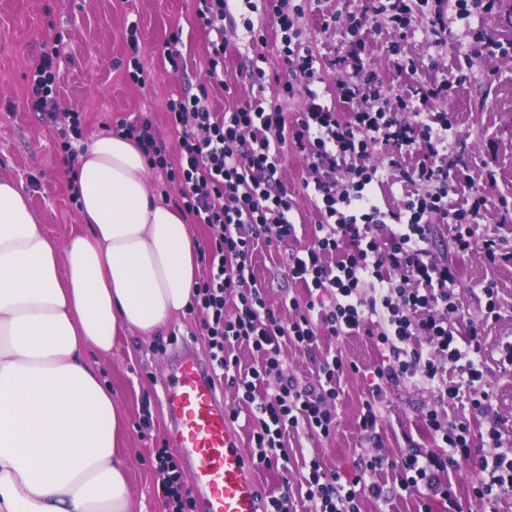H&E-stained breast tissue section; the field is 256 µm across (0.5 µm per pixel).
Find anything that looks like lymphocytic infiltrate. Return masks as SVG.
I'll list each match as a JSON object with an SVG mask.
<instances>
[{
    "label": "lymphocytic infiltrate",
    "mask_w": 512,
    "mask_h": 512,
    "mask_svg": "<svg viewBox=\"0 0 512 512\" xmlns=\"http://www.w3.org/2000/svg\"><path fill=\"white\" fill-rule=\"evenodd\" d=\"M196 21L214 31L209 68L224 63V25L232 21L227 0H197ZM288 0H266L287 55L306 78L298 85H282L288 96H301L306 108L287 120L279 108L247 102L231 112H211L208 92L169 98L167 112L178 137L180 158L170 162L161 146L152 119L139 115L121 121L118 134L139 142L151 169L162 173L176 188L181 209L194 223L214 230L200 250L205 274L196 284L192 307L202 316L201 331L208 340L210 359L240 400L230 409V420L248 411L255 428L250 437L249 460L255 470H271L288 461V432L305 433L325 441L336 429L339 373L358 372L356 363L341 356L324 360L311 381L286 373L284 344L311 349L321 334L338 338L364 336L377 348L378 363L364 373L368 397L357 426L365 443L379 445L378 432L386 391L403 383L433 394L435 404L425 415V431L432 448L412 442L399 459L361 455L348 477L325 469L311 459L302 480L307 512H361L363 500L385 506L390 498L383 485L371 481L373 472L394 471L399 488L415 495L421 512H432L434 503L447 504L448 512H463L449 479L450 470L469 465L478 472L471 498L477 512H497L499 499L512 493V455L500 453L502 433L490 418L492 397L485 389L487 372L481 335L498 314L493 286H485L487 303L480 315L468 318L458 329L450 316L458 306L450 289L456 281L447 261L431 250L435 222L453 225L458 251L480 250L489 264L512 261L494 238L479 239L472 224L485 199L474 195L469 207L452 209L448 195L457 174L448 163V117L425 120L412 111V97L426 100L445 93L446 84L426 83L414 90L384 88L365 70L360 56L365 43L359 36L362 23L351 20L349 48L342 63L350 68L349 80L336 92L344 103L365 99L377 109L349 113L339 119L316 90L314 58L298 39ZM415 16L410 0H381L380 13L395 28L421 22L431 32L448 33L444 4ZM56 57L42 53L29 65V93L35 111L45 113L64 153L78 155L81 119L71 113L58 119ZM411 111L410 122L397 120L400 111ZM292 144L314 172V198L320 221L313 228L311 246L289 253L283 269L289 279L309 290L306 300L291 299L292 315L282 318L271 308L259 288L253 256L259 246L276 247L295 234V201L277 176L283 144ZM396 153L418 155L419 161L401 170L402 182L414 186L402 207L383 211L374 188L385 171L368 164L373 145ZM344 183H337V176ZM243 343L255 352L257 367L241 373L230 347ZM472 393L471 408L487 416L486 437L498 453L493 459L473 458L470 430L465 422L449 416L448 403L461 390ZM154 471L163 493V512H190L193 500L183 471L171 452H156Z\"/></svg>",
    "instance_id": "lymphocytic-infiltrate-1"
}]
</instances>
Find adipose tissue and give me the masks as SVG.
I'll return each instance as SVG.
<instances>
[{"label":"adipose tissue","instance_id":"adipose-tissue-1","mask_svg":"<svg viewBox=\"0 0 512 512\" xmlns=\"http://www.w3.org/2000/svg\"><path fill=\"white\" fill-rule=\"evenodd\" d=\"M82 231L51 239L0 176V512H132L124 419L87 360L188 309L198 242L138 144L79 155Z\"/></svg>","mask_w":512,"mask_h":512}]
</instances>
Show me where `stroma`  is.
Returning a JSON list of instances; mask_svg holds the SVG:
<instances>
[{
	"label": "stroma",
	"instance_id": "1",
	"mask_svg": "<svg viewBox=\"0 0 512 512\" xmlns=\"http://www.w3.org/2000/svg\"><path fill=\"white\" fill-rule=\"evenodd\" d=\"M302 8L295 18L302 41L314 57L320 78L317 89L335 101L336 86L346 72L337 63L345 52L350 34L346 27L324 30L322 17L338 11L344 20L367 18L360 32L365 43L364 67L387 87L407 88L418 82H447L444 96L429 101L413 99V107L428 116L447 114L451 128L449 155L465 187L449 193L448 203H465L471 189H479L487 202L474 227L476 236L500 239L512 252V221L502 222L503 203L512 204V54L480 55L472 52V38L482 30L495 39L512 42V0H484L485 7L469 21L448 16V39L436 43L425 26L411 25L397 37L386 15L374 14V0H292ZM196 0H0V175L22 182L30 206L49 235L64 242L81 228L79 210L71 199L69 181L75 168L51 134V124L33 111L25 74L33 57L55 48L59 51V110L76 112L83 135L104 131L121 120L148 114L169 157L176 159L178 143L168 125L166 104L172 95L195 94L210 84L206 51L210 36L193 21ZM263 25L265 42L252 43L243 26L224 29V75L222 84L212 86L211 104L224 112L235 104L259 100L278 106L287 117L303 111L304 100L288 97L279 90L293 73L285 58L275 25L267 13L253 14ZM136 29L137 47L128 43L129 29ZM180 34L178 66L165 58L163 45L172 34ZM400 42V54L391 45ZM139 52L149 73L146 85L130 82L123 67L132 52ZM413 59L416 71H399L397 56ZM263 70V84L252 81L255 70ZM279 176L294 193L296 237L289 247L301 250L312 242L319 220L312 195L303 188L313 175L294 151L283 150ZM453 231L438 225L432 250L456 270L453 293L459 316L484 310L483 288L494 283L500 305L498 319L489 321L483 332L487 366L486 389L493 395V409L502 420L503 435L512 436V373L500 364L503 343L512 340V264L493 266L477 251L457 252ZM279 250L259 247L254 255L258 285L264 288L268 305L284 309L291 298L302 299L306 288L288 280L281 267ZM198 312L178 316L152 337L130 333L118 337L107 354L89 351L104 385L112 390L127 423L126 452L133 512H162L163 495L153 471V449L170 446V422L160 403V380L182 350L181 338H192L198 359L209 357L208 343L199 333ZM337 351L362 368L373 367L379 353L363 336L336 339L322 336L316 347L305 351L285 345L290 374L305 380L314 377L327 352ZM339 425L328 442L320 444L287 434L291 449L287 473L258 471L254 477L262 491H277L282 479L298 484L306 464L319 457L327 469L341 475L352 473L360 441L356 425L358 409L367 395L362 376L340 377ZM382 422L381 448L397 457L407 438L427 445L422 417L434 403L426 393L407 385L393 387Z\"/></svg>",
	"mask_w": 512,
	"mask_h": 512
}]
</instances>
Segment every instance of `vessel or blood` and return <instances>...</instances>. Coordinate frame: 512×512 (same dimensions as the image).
<instances>
[{"instance_id":"vessel-or-blood-1","label":"vessel or blood","mask_w":512,"mask_h":512,"mask_svg":"<svg viewBox=\"0 0 512 512\" xmlns=\"http://www.w3.org/2000/svg\"><path fill=\"white\" fill-rule=\"evenodd\" d=\"M208 372L196 358L183 357L161 390L172 444L189 465L197 512H260L259 487Z\"/></svg>"}]
</instances>
